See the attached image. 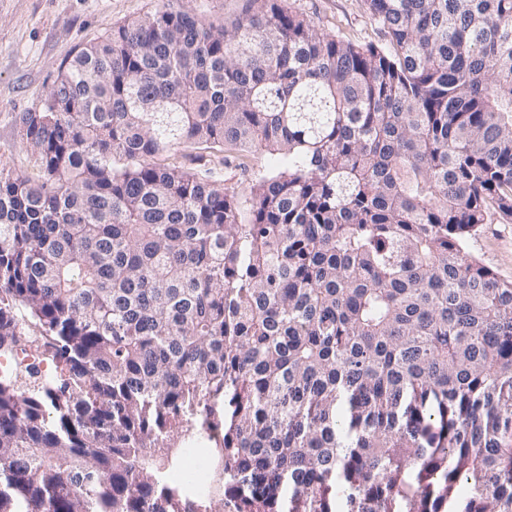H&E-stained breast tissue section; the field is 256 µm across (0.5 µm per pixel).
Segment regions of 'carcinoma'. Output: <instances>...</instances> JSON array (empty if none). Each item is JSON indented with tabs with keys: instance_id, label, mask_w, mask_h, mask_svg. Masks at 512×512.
Here are the masks:
<instances>
[{
	"instance_id": "carcinoma-1",
	"label": "carcinoma",
	"mask_w": 512,
	"mask_h": 512,
	"mask_svg": "<svg viewBox=\"0 0 512 512\" xmlns=\"http://www.w3.org/2000/svg\"><path fill=\"white\" fill-rule=\"evenodd\" d=\"M171 2L22 114L40 180L0 173V353L55 368L0 376V512H512V283L465 251L512 215V0H367L388 51ZM187 145L288 167L241 224L153 162ZM202 435L219 499L176 478Z\"/></svg>"
}]
</instances>
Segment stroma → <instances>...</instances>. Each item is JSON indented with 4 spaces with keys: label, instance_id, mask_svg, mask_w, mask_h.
<instances>
[{
    "label": "stroma",
    "instance_id": "stroma-1",
    "mask_svg": "<svg viewBox=\"0 0 512 512\" xmlns=\"http://www.w3.org/2000/svg\"><path fill=\"white\" fill-rule=\"evenodd\" d=\"M179 4L217 25L231 23L254 7L252 0H179ZM287 4L321 32L355 44L387 43L371 19L367 0H287ZM159 5V0H0L1 172L38 178L35 159L22 139L21 114L42 111L59 73L86 44ZM155 162L161 167L209 171L236 194L244 224L250 220L253 184L285 167L280 155L262 148L216 151L188 146L160 154ZM466 250L500 279L512 282V216L489 208L485 224L467 240Z\"/></svg>",
    "mask_w": 512,
    "mask_h": 512
}]
</instances>
